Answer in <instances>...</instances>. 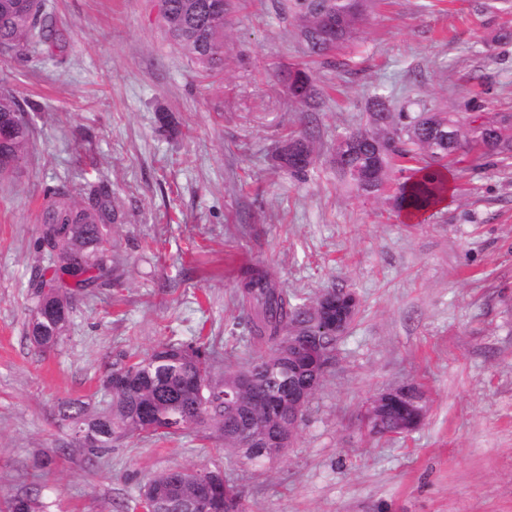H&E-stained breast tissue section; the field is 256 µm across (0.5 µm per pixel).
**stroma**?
Listing matches in <instances>:
<instances>
[{"instance_id":"35a3bbf8","label":"stroma","mask_w":512,"mask_h":512,"mask_svg":"<svg viewBox=\"0 0 512 512\" xmlns=\"http://www.w3.org/2000/svg\"><path fill=\"white\" fill-rule=\"evenodd\" d=\"M49 4L62 41L0 56V90L34 130L20 173L0 179V505L30 492L44 512H139L153 476L217 468L243 512H512V160L461 151L449 202L422 224L357 196L332 162L378 89L408 112L512 114V0H375L354 45L322 59L288 0H230L210 81L168 38L160 0ZM284 66L312 67L324 90L303 179L275 159L303 118ZM64 177L108 181L125 215L112 228L121 279L79 300L42 352L28 336L32 241L44 190ZM247 262L304 297L338 286L359 300L293 447L249 461L190 431L91 459L57 409H106L117 354L200 338L214 373L246 362L233 294ZM407 381L426 394L423 423L370 435L363 406Z\"/></svg>"}]
</instances>
